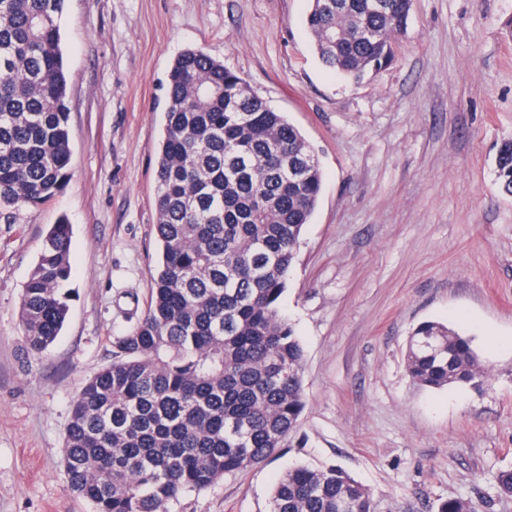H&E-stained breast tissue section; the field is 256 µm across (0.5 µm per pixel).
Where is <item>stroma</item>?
Returning a JSON list of instances; mask_svg holds the SVG:
<instances>
[{
    "label": "stroma",
    "mask_w": 512,
    "mask_h": 512,
    "mask_svg": "<svg viewBox=\"0 0 512 512\" xmlns=\"http://www.w3.org/2000/svg\"><path fill=\"white\" fill-rule=\"evenodd\" d=\"M306 0H67L71 174L0 223V512H91L70 490V405L112 362L160 255L155 171L168 74L185 49L240 73L303 133L323 171L281 307L304 349L307 405L290 446L171 512H269L288 468L336 466L374 512H512V0H414L393 63L354 83L323 66ZM71 226L64 329L27 354L19 302L48 229ZM470 335L489 372L430 390L406 370L419 323ZM495 176L502 192L512 196V139L502 142L498 149Z\"/></svg>",
    "instance_id": "stroma-1"
}]
</instances>
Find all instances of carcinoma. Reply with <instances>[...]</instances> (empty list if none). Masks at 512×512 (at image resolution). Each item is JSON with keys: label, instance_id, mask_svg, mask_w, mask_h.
<instances>
[{"label": "carcinoma", "instance_id": "carcinoma-1", "mask_svg": "<svg viewBox=\"0 0 512 512\" xmlns=\"http://www.w3.org/2000/svg\"><path fill=\"white\" fill-rule=\"evenodd\" d=\"M322 64L361 79L392 62L413 0H307ZM66 0H0V221L53 198L70 175ZM156 163L154 286L113 337L112 363L73 400L68 486L92 512H170L190 492L290 442L306 407L304 351L280 310L321 191L318 157L286 116L199 49L180 54ZM512 196V139L495 157ZM70 226L48 230L23 288L26 347L43 354L69 311ZM413 382L474 386L488 375L471 340L423 322L407 346ZM270 512H373L368 489L329 467L289 468Z\"/></svg>", "mask_w": 512, "mask_h": 512}]
</instances>
